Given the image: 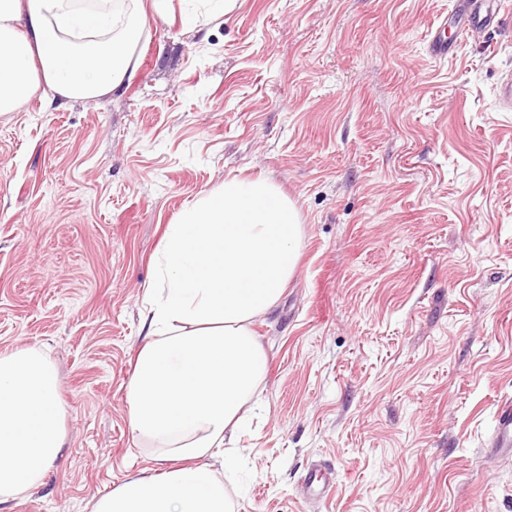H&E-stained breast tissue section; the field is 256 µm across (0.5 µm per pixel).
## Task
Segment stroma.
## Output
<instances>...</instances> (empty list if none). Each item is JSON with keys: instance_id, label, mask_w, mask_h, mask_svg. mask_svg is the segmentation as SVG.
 <instances>
[{"instance_id": "obj_1", "label": "stroma", "mask_w": 512, "mask_h": 512, "mask_svg": "<svg viewBox=\"0 0 512 512\" xmlns=\"http://www.w3.org/2000/svg\"><path fill=\"white\" fill-rule=\"evenodd\" d=\"M453 0H203L148 12L121 91L0 117V353L55 365L66 443L0 512H91L158 464L129 426L145 285L166 224L235 176L302 224L253 330L269 371L213 469L235 512H512L488 454L512 399V10L429 58ZM335 469L307 502L306 472ZM447 26V19H437L431 23L428 29L427 51L432 58L448 56L450 46H448V37L446 36Z\"/></svg>"}]
</instances>
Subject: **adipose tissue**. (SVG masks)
<instances>
[{"instance_id": "obj_1", "label": "adipose tissue", "mask_w": 512, "mask_h": 512, "mask_svg": "<svg viewBox=\"0 0 512 512\" xmlns=\"http://www.w3.org/2000/svg\"><path fill=\"white\" fill-rule=\"evenodd\" d=\"M142 0H0V115L39 89L97 99L136 73ZM302 227L271 179H226L166 225L145 287V339L127 385L129 424L163 468L131 477L92 512H233L206 461L245 424L269 355L253 323L294 276ZM59 380L37 347L0 353V504L38 485L66 441Z\"/></svg>"}]
</instances>
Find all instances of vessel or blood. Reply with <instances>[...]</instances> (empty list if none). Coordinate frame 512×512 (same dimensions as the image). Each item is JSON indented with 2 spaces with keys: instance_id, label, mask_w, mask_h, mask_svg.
<instances>
[{
  "instance_id": "b4317fda",
  "label": "vessel or blood",
  "mask_w": 512,
  "mask_h": 512,
  "mask_svg": "<svg viewBox=\"0 0 512 512\" xmlns=\"http://www.w3.org/2000/svg\"><path fill=\"white\" fill-rule=\"evenodd\" d=\"M503 10V0H455L454 22L439 19L428 29L427 51L432 58L447 56L449 46L447 27H454L457 35L485 31L494 27ZM492 455L512 454V401H504L498 408ZM336 485V474L328 468H312L307 472L302 489L306 498L326 500Z\"/></svg>"
}]
</instances>
